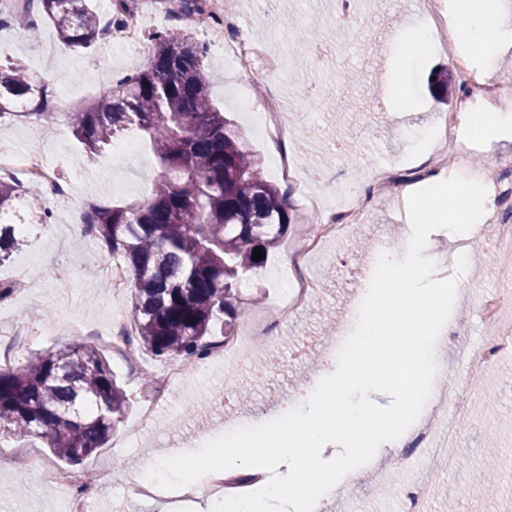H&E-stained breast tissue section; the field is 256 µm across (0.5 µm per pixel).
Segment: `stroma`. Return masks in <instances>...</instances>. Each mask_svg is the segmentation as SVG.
I'll use <instances>...</instances> for the list:
<instances>
[{"instance_id": "35a3bbf8", "label": "stroma", "mask_w": 512, "mask_h": 512, "mask_svg": "<svg viewBox=\"0 0 512 512\" xmlns=\"http://www.w3.org/2000/svg\"><path fill=\"white\" fill-rule=\"evenodd\" d=\"M234 12L253 41L256 69L243 73L217 55L204 60L210 95L217 107L234 120L246 146L259 155L264 176L273 177L274 149L255 123L252 107L279 95L290 79L300 81L299 93L286 113L292 135L288 152L300 178L328 207L341 191L365 185L379 166L399 175L420 159L421 143L438 116L465 112L474 104L465 90V77L447 48L426 43L414 47L400 71L378 65L379 54H392L395 43L423 22L419 0H366L347 24H336L321 0H236ZM50 24H42L38 40L22 39L13 24L0 26V60L20 58L38 70V50L55 40ZM98 70H88L90 60ZM147 55L134 47L95 48L61 53L56 69L43 82L54 92L56 107L65 113L100 94V77H122L142 68ZM448 72V99L439 101L430 84L440 70ZM403 91L404 112L393 113L382 101L393 85ZM42 121L7 116L0 119V144L59 165L72 186L69 203L41 191L37 200L20 206L15 216L26 232L24 247L0 262V283L14 285L0 299V330L13 323L40 322L46 329L36 348L46 350L69 343L95 344L101 349L127 397L125 412L106 447L77 464L76 470L93 481L94 512H160L159 502L127 493L131 479L148 458L161 459L170 451L191 452L220 436L232 420L258 424L277 409L302 404L306 389L331 363L330 347L363 270L362 254L372 249L379 232H386L397 252L407 239L398 221L406 203L399 185L372 198L356 232L331 243L315 260L309 274L315 293L293 321L282 323L266 341L254 345L237 363L207 366L200 376L176 388L159 406L153 424L128 447L119 442L136 421L147 396L143 378H160L169 360L139 351L129 357L113 351L108 342L114 312L130 314L131 287L101 290L104 277L97 241L76 228L74 214L94 202L134 203L146 200L160 164L145 140L137 153L119 156L116 150L93 157L72 134L65 120L55 124L57 135L46 142L36 137ZM52 221L40 223L43 212ZM292 224L270 251L255 286L241 292L240 311L250 315L277 295L288 267V250L298 247L297 226L304 214L291 203ZM505 252L496 250L485 233L474 241L471 265L462 282L477 284L474 293L457 295L452 310L464 336L482 343L487 331L480 312L483 296L499 295L494 270ZM471 412L463 420L454 447L470 451L467 463L447 472H426L418 457L391 460L385 486L372 482L363 469L358 482L344 485L326 512H400L405 485L428 474L434 492L422 512H492L499 497L512 495V482L503 480L495 494L474 496L475 479L488 464L512 459V355L488 367L484 379L470 391ZM67 494L45 475L32 476L0 466V512H66Z\"/></svg>"}]
</instances>
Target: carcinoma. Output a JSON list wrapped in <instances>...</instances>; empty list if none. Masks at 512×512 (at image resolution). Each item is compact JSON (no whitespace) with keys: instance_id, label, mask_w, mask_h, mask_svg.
I'll use <instances>...</instances> for the list:
<instances>
[{"instance_id":"carcinoma-1","label":"carcinoma","mask_w":512,"mask_h":512,"mask_svg":"<svg viewBox=\"0 0 512 512\" xmlns=\"http://www.w3.org/2000/svg\"><path fill=\"white\" fill-rule=\"evenodd\" d=\"M50 22L65 50L99 43L102 25L86 0H15L12 19ZM206 48L179 28L150 35L146 65L68 113L69 127L96 155L129 130L141 132L161 162L144 204H95L86 224L103 261L118 256L134 277L135 348L172 358L203 356L217 325L233 331L242 283L287 234L288 203L263 177L260 159L216 108L203 69ZM32 96L35 116L55 117L49 91L13 60L0 65V118ZM0 178V218L22 193ZM24 245L14 224H0V262ZM263 257L253 259L255 248ZM126 396L92 344L33 353L16 370L0 366V439L31 437L79 463L104 447L123 416Z\"/></svg>"}]
</instances>
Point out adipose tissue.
I'll return each mask as SVG.
<instances>
[{
    "label": "adipose tissue",
    "mask_w": 512,
    "mask_h": 512,
    "mask_svg": "<svg viewBox=\"0 0 512 512\" xmlns=\"http://www.w3.org/2000/svg\"><path fill=\"white\" fill-rule=\"evenodd\" d=\"M448 24L457 49L479 58L485 68L512 49V27L504 21L499 0H455ZM460 124L468 141L490 145L512 134V111L464 112Z\"/></svg>",
    "instance_id": "obj_1"
}]
</instances>
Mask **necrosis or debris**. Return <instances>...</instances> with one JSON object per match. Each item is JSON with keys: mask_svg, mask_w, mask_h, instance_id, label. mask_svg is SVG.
<instances>
[{"mask_svg": "<svg viewBox=\"0 0 512 512\" xmlns=\"http://www.w3.org/2000/svg\"><path fill=\"white\" fill-rule=\"evenodd\" d=\"M233 4L234 0H206L209 11L221 17L222 22L204 29L203 37L209 51L223 53L229 64L246 72L252 66L254 49L245 30L240 29L235 20ZM457 167L470 179L481 180L492 186L497 210L495 230L498 242L511 249L512 163L503 162L492 169L478 168L470 166L466 155L462 154L457 159ZM0 172L17 177L25 185L49 188L58 199L65 200L69 197L67 186L60 179L56 167L36 156L1 149ZM363 213L364 208L360 205L345 207L331 215L312 206L306 208L304 222L299 230L303 246L292 252L290 257V288L276 302L241 324L231 336L213 343L210 349L211 358L234 362L241 355L245 344L252 341L262 342L268 336L273 323L296 317L313 291V283L307 273L311 257L319 253L327 242L343 236L352 224L358 223ZM481 311L485 324L492 330L491 336L477 347L464 345L458 350L459 359L473 374L480 373L490 365L495 355L512 351V300L504 297L484 300ZM198 370L199 364L192 358L172 362L165 378L142 407V425H149L155 410L169 397L171 391ZM468 414V399L463 395L449 400L444 406L428 403L414 424L394 440L393 445L402 449L406 455L419 454L437 468L452 470L455 460L449 454L447 445L455 438L460 421ZM23 466L28 471H48L44 462L35 456L27 457ZM51 474L53 480L68 494L69 512H92V492L82 476L62 470L53 471ZM268 479L269 476L265 473L242 474L224 470L206 474L203 480L181 489L180 494L184 497H198L221 492L227 496H235L265 484Z\"/></svg>", "mask_w": 512, "mask_h": 512, "instance_id": "4bbe7bcc", "label": "necrosis or debris"}]
</instances>
